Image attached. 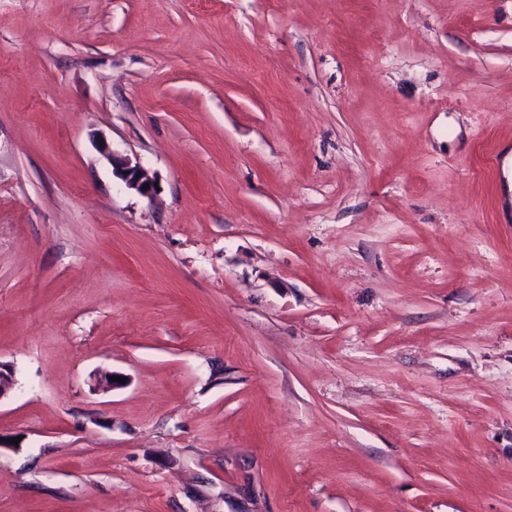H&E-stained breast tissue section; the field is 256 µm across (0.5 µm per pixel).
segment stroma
Wrapping results in <instances>:
<instances>
[{
    "mask_svg": "<svg viewBox=\"0 0 512 512\" xmlns=\"http://www.w3.org/2000/svg\"><path fill=\"white\" fill-rule=\"evenodd\" d=\"M506 145L512 0H0V512H512ZM103 152L112 164L113 177L122 181L129 189L136 190L143 195H149L154 192L155 180L137 163L125 156L108 149L106 145L102 146ZM143 184H149V189L143 190Z\"/></svg>",
    "mask_w": 512,
    "mask_h": 512,
    "instance_id": "35a3bbf8",
    "label": "stroma"
}]
</instances>
